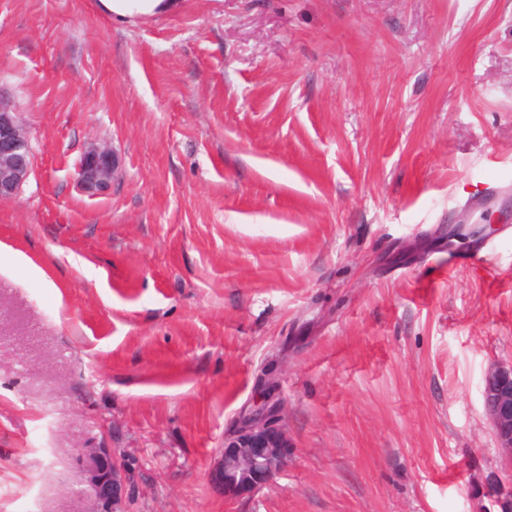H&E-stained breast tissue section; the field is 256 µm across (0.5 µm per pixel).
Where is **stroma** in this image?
<instances>
[{"instance_id":"35a3bbf8","label":"stroma","mask_w":512,"mask_h":512,"mask_svg":"<svg viewBox=\"0 0 512 512\" xmlns=\"http://www.w3.org/2000/svg\"><path fill=\"white\" fill-rule=\"evenodd\" d=\"M0 88L34 149L0 200V512H97L85 445L120 512H496L512 0H0ZM272 361L292 455L239 495L214 470ZM99 11L117 23L162 16L178 9L179 0H97ZM116 159L107 146H93L86 149L76 169L79 188L90 195L101 194L112 184ZM79 456L84 461L87 487L98 502V511H119L128 472L117 463L112 449L84 446L80 448Z\"/></svg>"}]
</instances>
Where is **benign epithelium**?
<instances>
[{"mask_svg":"<svg viewBox=\"0 0 512 512\" xmlns=\"http://www.w3.org/2000/svg\"><path fill=\"white\" fill-rule=\"evenodd\" d=\"M33 166L30 139L10 102L0 94V200L15 197ZM116 159L106 146L86 149L76 169L79 188L101 194L112 184ZM261 399L245 407L235 428L224 435V453L216 475L224 487L256 493L264 489L288 460L283 437L282 400L278 379L271 371L262 374ZM481 401L496 447L501 451L502 475L487 482L488 496L497 512H512V363L493 364L484 373ZM86 483L99 512H118L127 470L117 463L110 448L84 446Z\"/></svg>","mask_w":512,"mask_h":512,"instance_id":"obj_1","label":"benign epithelium"}]
</instances>
